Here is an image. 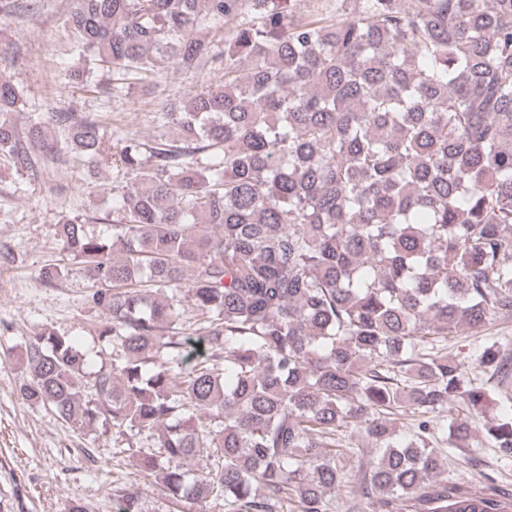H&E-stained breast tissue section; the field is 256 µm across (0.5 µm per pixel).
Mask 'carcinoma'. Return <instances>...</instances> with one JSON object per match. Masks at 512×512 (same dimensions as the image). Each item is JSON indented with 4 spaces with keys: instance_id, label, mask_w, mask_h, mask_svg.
Here are the masks:
<instances>
[{
    "instance_id": "obj_1",
    "label": "carcinoma",
    "mask_w": 512,
    "mask_h": 512,
    "mask_svg": "<svg viewBox=\"0 0 512 512\" xmlns=\"http://www.w3.org/2000/svg\"><path fill=\"white\" fill-rule=\"evenodd\" d=\"M301 2L72 0L75 52L117 89L222 66L159 103L151 143L55 108L22 138L23 91L0 76L1 154L36 178L74 152L130 182L112 236L64 217L39 271L83 265L112 363L89 373L71 337L34 331L19 397L112 429L117 454L157 432L144 470L227 512H329L357 435L377 451L370 512H512L439 479L435 448L469 447L480 414L512 456V416L489 411L492 387L512 403L500 344L483 337L480 383L446 351L512 317V0Z\"/></svg>"
}]
</instances>
